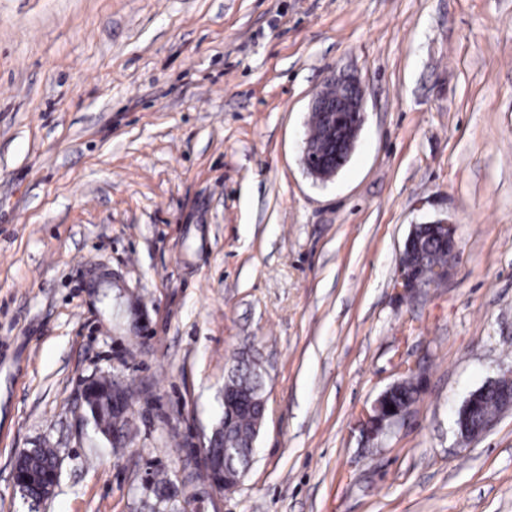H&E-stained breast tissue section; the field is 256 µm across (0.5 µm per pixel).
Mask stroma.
I'll list each match as a JSON object with an SVG mask.
<instances>
[{"label":"stroma","instance_id":"obj_1","mask_svg":"<svg viewBox=\"0 0 512 512\" xmlns=\"http://www.w3.org/2000/svg\"><path fill=\"white\" fill-rule=\"evenodd\" d=\"M365 88L351 157L302 162L316 89ZM456 226L447 280L397 288L413 225ZM0 512H512V0H0ZM267 409L236 491L196 445L242 352ZM418 365L384 440L362 408ZM117 375L125 446L77 403ZM62 459L15 494L20 451ZM492 387L498 390L503 399L500 401L502 409L512 407V370L506 371L499 375L497 378L487 382L476 391L470 394L465 400L464 408L469 409L474 407L477 402L487 393V390ZM499 410V403L493 395L487 396L481 401L478 407L470 414V428L467 429V434L463 437H474L480 434L481 425L484 423V419L494 415ZM500 416V415H499ZM495 416L487 419L483 425V432L488 431L497 421L498 417ZM57 448L48 444L38 445L34 448H27L19 454L16 465L23 476H31V479L21 484L22 492L16 491L20 498L25 501L37 502L43 499V484L41 479L54 474L58 463ZM61 468L56 470V477L44 488V499L51 497L60 482Z\"/></svg>","mask_w":512,"mask_h":512}]
</instances>
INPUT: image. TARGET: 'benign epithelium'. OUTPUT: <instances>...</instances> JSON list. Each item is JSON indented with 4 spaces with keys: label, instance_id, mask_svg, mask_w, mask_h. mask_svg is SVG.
Here are the masks:
<instances>
[{
    "label": "benign epithelium",
    "instance_id": "7a95c632",
    "mask_svg": "<svg viewBox=\"0 0 512 512\" xmlns=\"http://www.w3.org/2000/svg\"><path fill=\"white\" fill-rule=\"evenodd\" d=\"M365 91L361 83L353 78L332 75L315 91L311 101L309 126H317L323 133L328 146L344 154V159L351 156L359 133L365 121ZM317 144L311 138H305L303 163L307 171L314 177L327 181L336 176L341 166L327 164L316 151ZM426 282L415 276L412 265L405 256H400L398 265L397 287L412 293L424 287ZM495 388L502 395L501 408L512 407V370L506 371L497 378L487 382L470 394L465 400L464 408L474 407L487 393ZM396 385L389 386L372 403L360 413L359 423L370 435L389 436L393 429L406 417V413H393L389 410L388 400ZM224 428L216 426L211 435L202 436L197 445L198 452L207 468L213 472L210 482L212 490L221 495L235 491L242 478L230 473L224 467V456L231 452V444L222 445V455L217 457L211 449L217 447L220 434Z\"/></svg>",
    "mask_w": 512,
    "mask_h": 512
}]
</instances>
